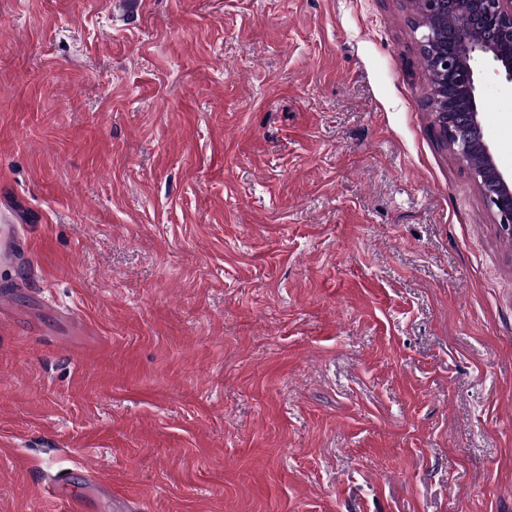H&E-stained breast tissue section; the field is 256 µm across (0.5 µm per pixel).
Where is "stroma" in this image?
I'll return each mask as SVG.
<instances>
[{"label": "stroma", "instance_id": "obj_1", "mask_svg": "<svg viewBox=\"0 0 512 512\" xmlns=\"http://www.w3.org/2000/svg\"><path fill=\"white\" fill-rule=\"evenodd\" d=\"M410 0H0V512H512V237ZM512 173V83L476 56ZM0 223V265H5L16 258L22 230L11 212H1Z\"/></svg>", "mask_w": 512, "mask_h": 512}]
</instances>
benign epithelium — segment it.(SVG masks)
Listing matches in <instances>:
<instances>
[{
    "mask_svg": "<svg viewBox=\"0 0 512 512\" xmlns=\"http://www.w3.org/2000/svg\"><path fill=\"white\" fill-rule=\"evenodd\" d=\"M422 28L421 52L429 59L430 99L440 136L465 165L496 223L512 234V175L494 159L480 120L478 77L472 62L480 53L512 82V0H414ZM453 13L482 31L476 41L448 49L446 21Z\"/></svg>",
    "mask_w": 512,
    "mask_h": 512,
    "instance_id": "7a95c632",
    "label": "benign epithelium"
}]
</instances>
